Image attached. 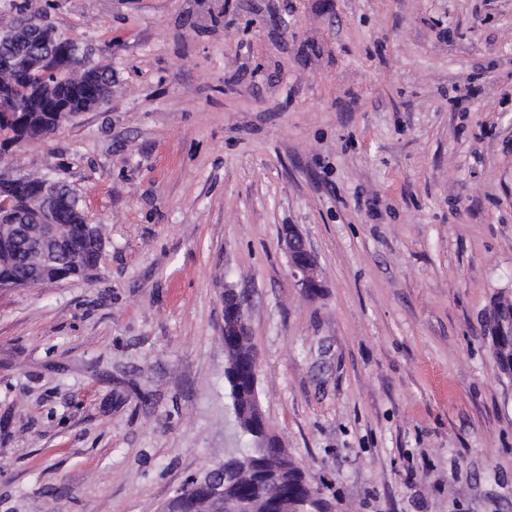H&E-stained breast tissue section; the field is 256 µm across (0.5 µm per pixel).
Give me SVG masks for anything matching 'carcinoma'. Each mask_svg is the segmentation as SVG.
<instances>
[{
  "mask_svg": "<svg viewBox=\"0 0 512 512\" xmlns=\"http://www.w3.org/2000/svg\"><path fill=\"white\" fill-rule=\"evenodd\" d=\"M55 66V49L33 36L21 43L0 41V101L9 100L19 108L12 117L0 116V141H10L23 128L30 136L41 133L46 126L63 122L67 117L98 108L100 97L112 96V72L103 66H90L74 72L58 83L44 86L40 92L29 90V82L36 80L42 70ZM41 179L23 177L14 207L4 205L0 196V288L26 287L37 282V240L21 231L28 222L29 205L39 200ZM85 212L77 196H71V205L63 213L59 230L70 248L58 256L53 268L73 276L89 277L97 269L99 255L87 240L84 231ZM234 411H239L237 393L245 386L244 377L235 367L225 370ZM242 433L251 438L253 446L238 448L224 455V467L233 468L236 460L247 457L251 469L244 477L229 482L230 499H253L261 502L267 512H289L294 501L307 498L303 484L309 480L291 460L283 458V449L272 442L262 444L249 429L243 415H238ZM286 466L284 481L277 488H265L258 474L266 464ZM221 505L207 501L204 492L194 480L185 483L181 500L182 512H219Z\"/></svg>",
  "mask_w": 512,
  "mask_h": 512,
  "instance_id": "obj_1",
  "label": "carcinoma"
}]
</instances>
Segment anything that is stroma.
Wrapping results in <instances>:
<instances>
[{"label": "stroma", "mask_w": 512, "mask_h": 512, "mask_svg": "<svg viewBox=\"0 0 512 512\" xmlns=\"http://www.w3.org/2000/svg\"><path fill=\"white\" fill-rule=\"evenodd\" d=\"M112 72L0 170L75 190L88 278L0 289V512H160L271 431L332 512H512V0H15ZM298 225L323 287L289 275ZM226 311V313H225ZM248 303L232 285L224 286V353L228 365L236 344L248 332ZM225 336H228L225 338ZM492 336L491 344L493 349L500 355L511 351L510 360L505 361L506 370H512V304L497 302L492 308ZM511 334V342L504 341L506 334ZM503 353V354H502ZM260 364L258 358L255 357L254 362L251 364V389L248 394H241L240 397H243L246 404V410L248 414H253L256 422L260 424V429L263 431L262 434H259L260 437L270 436V430L267 428V422L262 413L258 391H257V383L259 376ZM265 435V436H264Z\"/></svg>", "instance_id": "1"}]
</instances>
